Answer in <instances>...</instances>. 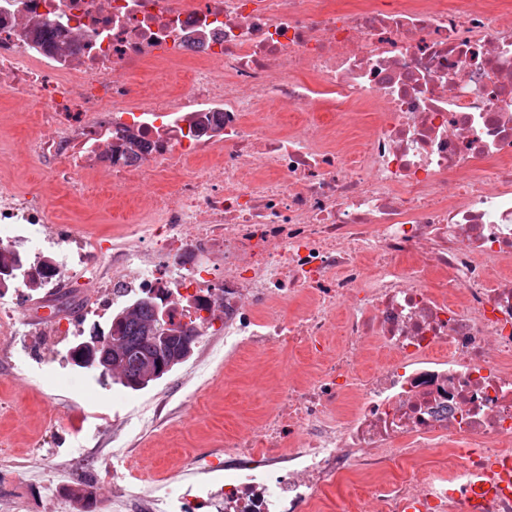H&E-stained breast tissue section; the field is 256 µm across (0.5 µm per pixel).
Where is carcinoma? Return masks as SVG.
Returning <instances> with one entry per match:
<instances>
[{
    "label": "carcinoma",
    "instance_id": "carcinoma-1",
    "mask_svg": "<svg viewBox=\"0 0 512 512\" xmlns=\"http://www.w3.org/2000/svg\"><path fill=\"white\" fill-rule=\"evenodd\" d=\"M118 313L123 315L120 328L114 332L129 351L127 361L115 367L112 372H101L106 380L117 381L126 388L137 390L134 380L141 375V359L157 356L158 350L151 342L158 327L152 299L147 296L136 298L125 304Z\"/></svg>",
    "mask_w": 512,
    "mask_h": 512
}]
</instances>
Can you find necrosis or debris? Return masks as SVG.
I'll return each mask as SVG.
<instances>
[{
	"label": "necrosis or debris",
	"instance_id": "obj_1",
	"mask_svg": "<svg viewBox=\"0 0 512 512\" xmlns=\"http://www.w3.org/2000/svg\"><path fill=\"white\" fill-rule=\"evenodd\" d=\"M0 93L45 293L314 359L225 435L216 512H463L512 453V0H0ZM96 177L124 225L57 237L48 186ZM510 495L512 492V456H504L473 472L464 493V510L475 509L482 499L493 493Z\"/></svg>",
	"mask_w": 512,
	"mask_h": 512
}]
</instances>
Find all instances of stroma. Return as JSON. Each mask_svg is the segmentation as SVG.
<instances>
[{"label":"stroma","mask_w":512,"mask_h":512,"mask_svg":"<svg viewBox=\"0 0 512 512\" xmlns=\"http://www.w3.org/2000/svg\"><path fill=\"white\" fill-rule=\"evenodd\" d=\"M50 194L57 232H70L79 217L84 232L111 235V198L90 188L79 199L57 187ZM20 293L26 310L66 320L70 331L56 339L35 323L26 348L0 340V512H79L72 492L80 487L94 492V512H112L113 494L134 501L171 480L194 512L220 489L225 430L267 404L248 357L224 368L222 341L203 336L188 361L145 389L105 384L68 350L92 325L108 324L111 300L88 315L76 284L52 301L25 287Z\"/></svg>","instance_id":"obj_1"}]
</instances>
